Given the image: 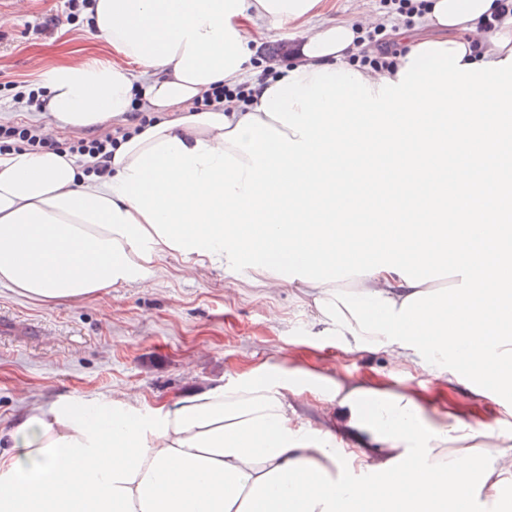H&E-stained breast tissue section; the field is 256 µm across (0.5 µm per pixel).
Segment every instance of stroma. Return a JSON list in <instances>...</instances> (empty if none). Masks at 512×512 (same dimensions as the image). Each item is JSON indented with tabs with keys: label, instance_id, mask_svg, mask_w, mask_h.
I'll return each instance as SVG.
<instances>
[{
	"label": "stroma",
	"instance_id": "35a3bbf8",
	"mask_svg": "<svg viewBox=\"0 0 512 512\" xmlns=\"http://www.w3.org/2000/svg\"><path fill=\"white\" fill-rule=\"evenodd\" d=\"M61 0L0 7V75L37 83L71 51L108 57L89 29L54 23ZM338 370L394 392H410L431 416L512 427V405L444 387L415 365L398 367L382 352L351 353L315 323L308 299L286 288L253 285L244 269L190 271L161 260L145 281L101 298L47 305L0 284V428L32 403L104 401L125 391L146 404L173 398L253 367L283 363Z\"/></svg>",
	"mask_w": 512,
	"mask_h": 512
}]
</instances>
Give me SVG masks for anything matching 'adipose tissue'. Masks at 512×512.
<instances>
[{"label": "adipose tissue", "mask_w": 512, "mask_h": 512, "mask_svg": "<svg viewBox=\"0 0 512 512\" xmlns=\"http://www.w3.org/2000/svg\"><path fill=\"white\" fill-rule=\"evenodd\" d=\"M430 35L396 25L395 69L349 65L360 23L331 0H95L113 59L42 76L62 127L155 123L114 152L0 155V283L45 304L132 285L169 256L295 288L350 352L512 402V15L428 0ZM294 32L249 77L262 22ZM253 100L192 111L213 85ZM448 269L456 284L433 275ZM317 389L314 428L290 394ZM354 440L351 448L338 436ZM512 431L432 420L410 394L252 368L144 407L120 394L29 406L0 430V512H512Z\"/></svg>", "instance_id": "1"}]
</instances>
